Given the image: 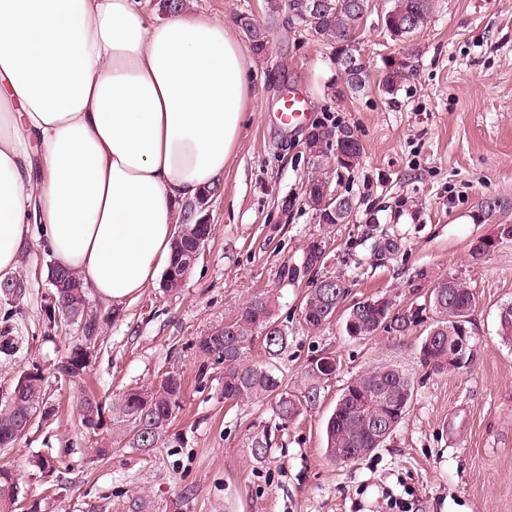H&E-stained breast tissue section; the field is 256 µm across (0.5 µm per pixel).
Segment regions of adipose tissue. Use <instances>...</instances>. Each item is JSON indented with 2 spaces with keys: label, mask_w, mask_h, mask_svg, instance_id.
Returning a JSON list of instances; mask_svg holds the SVG:
<instances>
[{
  "label": "adipose tissue",
  "mask_w": 512,
  "mask_h": 512,
  "mask_svg": "<svg viewBox=\"0 0 512 512\" xmlns=\"http://www.w3.org/2000/svg\"><path fill=\"white\" fill-rule=\"evenodd\" d=\"M248 73L221 21L150 23L140 0H0V279L36 208L57 266L104 301L140 294L170 261L179 204L232 159Z\"/></svg>",
  "instance_id": "adipose-tissue-1"
}]
</instances>
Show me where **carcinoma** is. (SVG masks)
Wrapping results in <instances>:
<instances>
[{
	"label": "carcinoma",
	"instance_id": "obj_1",
	"mask_svg": "<svg viewBox=\"0 0 512 512\" xmlns=\"http://www.w3.org/2000/svg\"><path fill=\"white\" fill-rule=\"evenodd\" d=\"M367 6L368 0H288V24L329 44L335 56L348 52L358 54L360 49L356 33L363 24ZM396 7H403L417 16L413 30L398 33L399 39L406 42L428 23L434 0H392L391 8ZM239 23L247 38L249 51L255 56H266L270 48L266 30L258 26L249 14H241ZM413 75V65L393 61L387 56L382 58L378 86L381 91L391 94ZM313 128L310 145L320 153L323 162L312 165V176L307 182V203L316 212L318 223L331 226L348 224L355 209L353 200L344 198L345 210L338 216L333 211V205L321 206L315 191L328 184L330 166L334 165L338 170L356 167L364 148L358 141L353 143V162L345 164L335 153L340 128L323 124H315ZM316 273L318 268L313 264H286L280 271V279L294 282ZM49 277L54 280V313L66 319L78 315V320L73 322L76 327L84 318L94 328H99L96 319L84 317L87 301L81 277L58 266L51 268ZM165 278L169 290L179 288L183 282L174 256L166 269ZM24 291L23 282L17 278L7 277L0 281V299L7 302L20 298ZM346 296V287L341 278L327 277L323 287L313 288L307 293L301 310L303 322L308 328L317 329L336 317L341 310L344 324L351 327L347 334L352 337L370 336L387 320L399 333L407 331L413 322L412 315L397 311L393 305H385L383 295L363 300L366 304L364 308L352 305L343 310L341 306ZM429 303L439 315V320L421 343L420 361L437 372L449 373L466 367L473 356L472 350L468 349L465 356L450 361L448 343L462 334L471 336L470 315L475 305L472 289L457 278H443L432 288ZM278 306V296L272 293L253 297L234 320L224 324L220 335L214 337L212 345L202 349V352L224 362V399L237 403L272 400L276 415L288 421L298 416L303 407L316 401L321 382L334 373L332 369L324 370L323 364L333 361V358L320 357L309 362L305 375L307 385L300 394L283 387L282 381L274 373V361L288 348V330L276 317ZM498 331L503 339L512 342V303L500 308ZM256 343L263 349L266 361L257 365L248 364L245 354ZM43 380L38 367L35 372L20 376L17 381L22 387L20 399L0 404V448H11L17 444L29 429V416L36 412L48 415ZM399 385L412 387L402 370L395 366H382L359 375L343 388L325 427L327 453L331 460L337 461L348 454L355 461L384 444V441L373 437L368 428V418H386L395 428L405 417L409 406L398 408L386 403L375 406L369 413L363 411V406L377 392H390ZM183 387L181 374L169 372L154 389H130L112 403L113 414L132 428L133 447L149 441L169 424ZM20 493L17 473L13 467L1 464L0 512H15L18 502L16 495Z\"/></svg>",
	"mask_w": 512,
	"mask_h": 512
}]
</instances>
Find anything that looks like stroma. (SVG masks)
I'll list each match as a JSON object with an SVG mask.
<instances>
[{"label":"stroma","mask_w":512,"mask_h":512,"mask_svg":"<svg viewBox=\"0 0 512 512\" xmlns=\"http://www.w3.org/2000/svg\"><path fill=\"white\" fill-rule=\"evenodd\" d=\"M390 5L369 0L359 47L370 81L354 96L341 91L330 45L282 22L272 27L268 56L251 59L254 96L205 210L210 239L177 290L158 279L120 306L88 295L100 340L76 378L53 369L70 354L74 331L46 320L55 261L41 225H31L16 272L25 294L0 300V336L23 339L17 355L0 353V394L43 368L51 414L0 449V464L17 469L22 495L41 512H131L137 499L147 512H386L390 495L411 512H512V345L497 333L499 310L512 303V240L497 236L499 225H512V0H435L409 44L413 77L387 94L377 83L382 57L396 49L382 23ZM183 9L231 24L243 13L267 20L265 0H184ZM291 90L308 105L295 129L278 118ZM312 124L350 129L364 147L357 168L330 181L356 202L350 223H318L305 200L303 142ZM492 200L495 210L485 211ZM318 237L329 243L320 276L340 277L352 302L386 294L402 308L422 307L434 280L466 282L476 297L469 367L437 373L421 365L420 344L437 318L430 309L402 334L353 338L338 317L308 328L300 311L308 279L287 283L279 272ZM478 238L494 245L476 258ZM378 239L397 245L383 261L372 250ZM421 270L429 277L419 282ZM267 291L288 329L276 362L284 386L302 389L311 358L336 361L316 402L287 423L271 401L225 402L223 362L195 345ZM382 365L412 383L404 419L381 448L331 461L324 428L338 396ZM175 370L185 387L171 422L148 448H130L113 401ZM87 391L103 403L95 429L81 422ZM262 436L268 452L259 460L251 446ZM41 455L53 457L51 471L32 466Z\"/></svg>","instance_id":"stroma-1"}]
</instances>
